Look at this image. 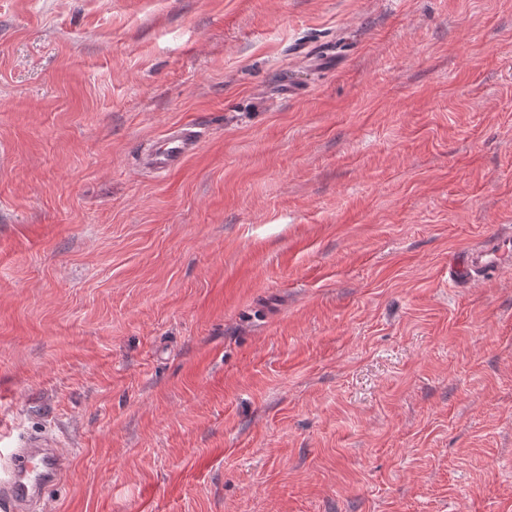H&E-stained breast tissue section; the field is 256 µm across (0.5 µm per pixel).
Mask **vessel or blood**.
Listing matches in <instances>:
<instances>
[{"label": "vessel or blood", "instance_id": "1", "mask_svg": "<svg viewBox=\"0 0 512 512\" xmlns=\"http://www.w3.org/2000/svg\"><path fill=\"white\" fill-rule=\"evenodd\" d=\"M204 138L195 124L173 127L143 161L145 168L165 174L182 165ZM499 256L493 249L474 250L448 266L449 285H459L473 272L495 273ZM70 460L57 440L48 437L18 440L0 451V512H45L47 491L58 484Z\"/></svg>", "mask_w": 512, "mask_h": 512}]
</instances>
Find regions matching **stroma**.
<instances>
[{"label":"stroma","instance_id":"obj_1","mask_svg":"<svg viewBox=\"0 0 512 512\" xmlns=\"http://www.w3.org/2000/svg\"><path fill=\"white\" fill-rule=\"evenodd\" d=\"M194 123L159 176L142 156ZM512 0H0V448L47 512H512ZM204 138V130L196 124L173 127L143 161V166L157 174H166L182 165ZM498 260V253L493 251L492 246L485 250H473L461 261L448 265V284L457 286L476 271L493 274L497 271ZM52 437L19 439L6 453L0 448V510L47 511V490L67 473L70 460Z\"/></svg>","mask_w":512,"mask_h":512}]
</instances>
